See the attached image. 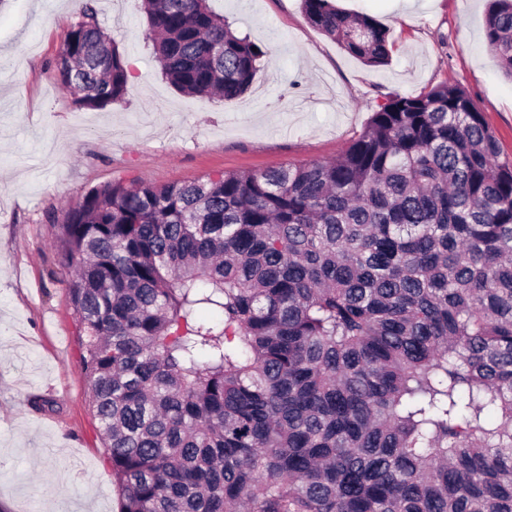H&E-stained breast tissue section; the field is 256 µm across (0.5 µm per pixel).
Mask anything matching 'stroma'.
<instances>
[{
    "label": "stroma",
    "mask_w": 512,
    "mask_h": 512,
    "mask_svg": "<svg viewBox=\"0 0 512 512\" xmlns=\"http://www.w3.org/2000/svg\"><path fill=\"white\" fill-rule=\"evenodd\" d=\"M391 26L371 67L312 27L299 0H213L267 54L248 94L190 97L162 78L141 0H95L130 89L103 110L56 82L75 0L0 5V512H118L112 467L81 370L58 262V227L91 189L133 177L164 185L330 160L389 95L448 83L476 102L512 161V79L485 37L490 0H335Z\"/></svg>",
    "instance_id": "obj_1"
}]
</instances>
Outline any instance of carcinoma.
<instances>
[{
	"mask_svg": "<svg viewBox=\"0 0 512 512\" xmlns=\"http://www.w3.org/2000/svg\"><path fill=\"white\" fill-rule=\"evenodd\" d=\"M94 0L56 71L129 77ZM212 0H142L163 77L232 100L265 51ZM308 22L381 66L390 28ZM486 40L512 77V0ZM56 247L119 512H512V161L473 99L388 97L333 161L105 184Z\"/></svg>",
	"mask_w": 512,
	"mask_h": 512,
	"instance_id": "cac0c4a2",
	"label": "carcinoma"
}]
</instances>
